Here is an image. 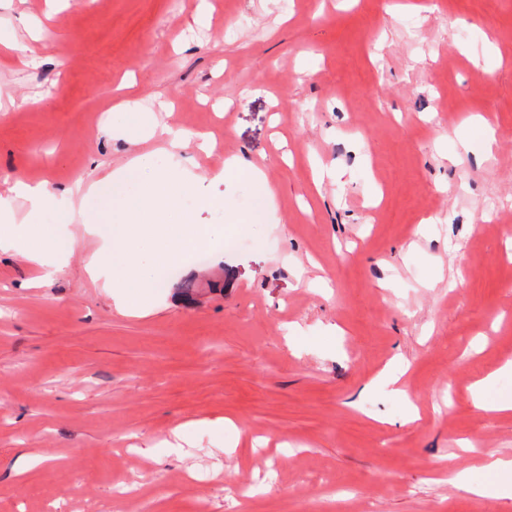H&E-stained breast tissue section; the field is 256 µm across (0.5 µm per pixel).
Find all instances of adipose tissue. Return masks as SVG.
I'll use <instances>...</instances> for the list:
<instances>
[{"label": "adipose tissue", "instance_id": "1", "mask_svg": "<svg viewBox=\"0 0 512 512\" xmlns=\"http://www.w3.org/2000/svg\"><path fill=\"white\" fill-rule=\"evenodd\" d=\"M27 201L32 212L46 209L55 214L51 224L28 223L22 226L13 223L0 225V250L14 249L27 258L42 265L65 259L71 250V240L61 227L72 220L71 208L59 204L43 184L32 185L23 181L14 182L8 195L0 194V207L10 204L12 198ZM482 482H474L469 472L457 474L456 481L468 492L479 497L512 498V458L492 452L486 455L481 467Z\"/></svg>", "mask_w": 512, "mask_h": 512}]
</instances>
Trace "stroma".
I'll list each match as a JSON object with an SVG mask.
<instances>
[{
    "mask_svg": "<svg viewBox=\"0 0 512 512\" xmlns=\"http://www.w3.org/2000/svg\"><path fill=\"white\" fill-rule=\"evenodd\" d=\"M123 100L166 135L101 134ZM441 108L469 150L436 142ZM136 155L195 181L199 224L251 204L225 158L273 189L144 315L89 276L75 190ZM18 180L72 189L75 214L59 264L0 251V512H512L452 481L512 457V415L471 395L512 390V236L490 223L512 205V0H0V193ZM399 360L405 396L369 388ZM224 416L233 455L208 433L162 451ZM494 380V376L479 380L473 385L475 406L488 412H512V395L501 394L496 397L488 395L487 390ZM201 431H229L235 433L233 440L225 441L224 448L222 450L225 454L230 455L237 448L239 440V431L234 425L233 421L229 418H216L214 420H199V421H188L180 424L172 430L173 442L165 441V448H168L172 452H181L185 442L190 445L189 436L198 434Z\"/></svg>",
    "mask_w": 512,
    "mask_h": 512,
    "instance_id": "stroma-1",
    "label": "stroma"
}]
</instances>
